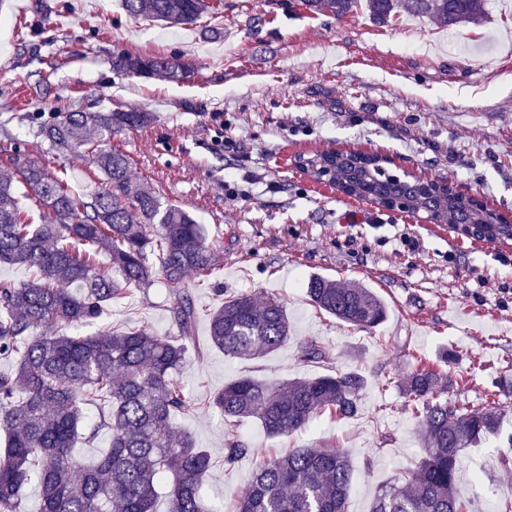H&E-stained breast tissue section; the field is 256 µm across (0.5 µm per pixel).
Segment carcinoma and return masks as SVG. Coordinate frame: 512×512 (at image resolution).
I'll return each mask as SVG.
<instances>
[{
  "label": "carcinoma",
  "instance_id": "cac0c4a2",
  "mask_svg": "<svg viewBox=\"0 0 512 512\" xmlns=\"http://www.w3.org/2000/svg\"><path fill=\"white\" fill-rule=\"evenodd\" d=\"M315 14L338 17L360 9L387 24L400 9L433 16L452 28L478 24L482 0H303ZM124 11L171 26L196 23L215 6L207 0H122ZM194 68L181 56L117 53L112 70L150 78H175ZM37 136L49 149L84 157L104 186L88 196L72 193L64 180L28 157L15 154L0 169V262L25 266L23 283L0 281V358L21 353L16 369L0 373V512H18L26 486H41V512H156L157 488L168 486L170 512H209L205 484L212 456L174 427L186 404L179 375L186 364L196 310L182 296L169 312L180 338H165L145 327L113 325L91 335L64 330L95 326L106 306L134 287L161 277L178 283L188 273L208 276L219 257L189 212L165 202L148 186L132 182L130 158L112 147V137L151 121L134 109L88 112L74 104L57 107ZM319 176L326 168L350 193L382 203L406 199L432 221L470 227L487 240H512V224L498 222L473 200L424 187L389 174L367 156L322 152L306 162ZM39 200L53 214L51 224L22 219L21 199ZM105 254L109 265L94 257ZM311 304L358 330L376 329L388 307L372 289L346 288L319 275L305 284ZM213 346L230 359H260L290 336L288 315L275 296L259 302L233 294L210 316ZM326 358L308 340L299 361ZM453 376L422 364L399 381L423 426L421 452L413 469L380 487L370 512H470L461 496L463 451L498 433L502 415L495 405L469 410L448 401ZM365 385L360 370L270 382L251 376L224 385L211 400L224 418V466L233 468L258 449L238 434L239 422L257 419L267 436H289L325 412L347 419L360 410ZM98 409L91 440L107 429L109 448L91 466L72 455L86 406ZM353 469L333 448H290L260 462L233 512H348Z\"/></svg>",
  "mask_w": 512,
  "mask_h": 512
}]
</instances>
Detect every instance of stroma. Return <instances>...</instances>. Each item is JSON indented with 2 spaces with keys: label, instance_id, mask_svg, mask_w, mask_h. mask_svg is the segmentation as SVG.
Returning a JSON list of instances; mask_svg holds the SVG:
<instances>
[{
  "label": "stroma",
  "instance_id": "obj_1",
  "mask_svg": "<svg viewBox=\"0 0 512 512\" xmlns=\"http://www.w3.org/2000/svg\"><path fill=\"white\" fill-rule=\"evenodd\" d=\"M63 3L72 14L60 28ZM484 9L480 25L451 30L410 14L382 25L359 10L315 15L299 0H222L181 28L131 17L121 0H0V160L18 150L67 171L82 192L84 161L36 135L58 100L151 113L113 143L132 180L189 212L220 257L209 277L132 289L102 319L173 336V297L194 304L180 375L187 406L174 423L212 453V504L232 506L258 459L225 467L224 422L208 404L237 377L362 370L352 418L323 415L279 438L253 418L239 427L260 457L302 445L343 451L354 469L349 512H369L377 488L420 455V426L397 387L418 361L447 357L457 379L448 399L472 408L512 382V241L462 237L317 183L298 165L324 150L379 151L388 173L447 180L512 219V0ZM118 52L185 55L196 66L174 80L127 77L110 64ZM313 274L374 289L387 320L364 332L321 314L305 293ZM241 292L286 307L291 336L267 357L229 359L210 341L211 313ZM310 339L326 358L303 366ZM461 488L472 512L512 501V407L499 435L465 450Z\"/></svg>",
  "mask_w": 512,
  "mask_h": 512
}]
</instances>
